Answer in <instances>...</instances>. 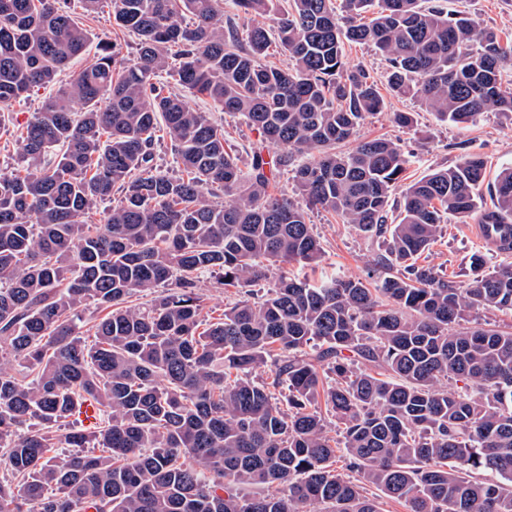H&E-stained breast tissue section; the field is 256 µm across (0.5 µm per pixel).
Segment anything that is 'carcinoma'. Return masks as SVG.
I'll return each mask as SVG.
<instances>
[{"label":"carcinoma","mask_w":512,"mask_h":512,"mask_svg":"<svg viewBox=\"0 0 512 512\" xmlns=\"http://www.w3.org/2000/svg\"><path fill=\"white\" fill-rule=\"evenodd\" d=\"M219 2L111 0L134 58L103 42L62 83L91 40L67 0H0V105L54 88L21 129L23 172L0 169V512H383L385 498L512 512V331L467 320L512 310V263L488 266L512 237L475 252L463 284L420 263L450 217L512 227V168L487 207V161L464 153L405 185L390 224L399 142L337 149L384 108L344 42L380 51L394 93L459 126L512 112L498 33L424 0H289L274 30L240 31ZM236 3L264 15L272 0ZM273 47L290 66L263 62ZM187 94L259 131L249 169ZM160 119L182 176L154 165ZM270 145L304 157V202L271 192L288 156L267 159ZM114 189L119 204L87 223ZM309 208L387 237L378 281L283 277L203 315L201 272L245 288L321 260ZM142 294L155 298L132 304ZM90 304L106 315L89 344ZM275 350L272 380H258ZM86 401L100 425L66 433L76 452L54 460L52 428Z\"/></svg>","instance_id":"cac0c4a2"}]
</instances>
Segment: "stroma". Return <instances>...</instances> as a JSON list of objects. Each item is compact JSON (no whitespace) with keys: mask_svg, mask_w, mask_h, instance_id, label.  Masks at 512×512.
<instances>
[{"mask_svg":"<svg viewBox=\"0 0 512 512\" xmlns=\"http://www.w3.org/2000/svg\"><path fill=\"white\" fill-rule=\"evenodd\" d=\"M440 4L449 12H468L480 24L496 29L503 42L512 45V0H440ZM71 10L75 20L92 33L94 40L116 43L125 57L134 56L135 37L115 25L109 0H104L94 14L84 13L76 2ZM345 54L350 64H360L369 70L377 80L385 101L382 112L366 116L361 122L359 138L386 137L398 141L410 160L406 172L409 180L419 179L433 169L454 164L464 150L487 158V182H494L500 169L512 167V112H488L467 125H448L425 111L417 99L395 95L388 88L386 64L375 50L349 44L345 47ZM48 94V89L42 88L9 104L12 121L0 129V167L20 165L18 133ZM188 102L190 107L198 111L223 119L226 135L237 152L240 167H248L252 150L259 146L261 140L257 130L250 127L244 118L222 117L208 98L192 96ZM397 112L414 113V125L399 127L393 120ZM309 219L320 236L322 261L319 267L313 269L294 262L282 265V275L316 279L327 272L342 277L363 278L367 273L379 270L385 255L384 238L362 235L352 225L335 221L321 211H311ZM481 247V242L469 234L467 225L452 220L446 223L441 238L425 258L442 269L450 280L463 282L470 274L471 255Z\"/></svg>","mask_w":512,"mask_h":512,"instance_id":"1","label":"stroma"}]
</instances>
